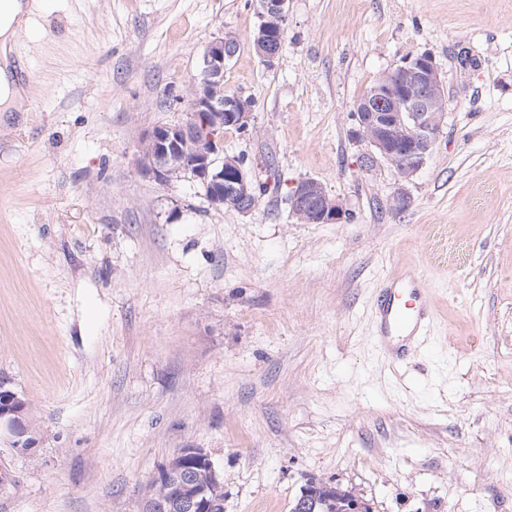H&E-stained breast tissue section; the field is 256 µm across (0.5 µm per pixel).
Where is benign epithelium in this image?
I'll list each match as a JSON object with an SVG mask.
<instances>
[{
  "instance_id": "7a95c632",
  "label": "benign epithelium",
  "mask_w": 512,
  "mask_h": 512,
  "mask_svg": "<svg viewBox=\"0 0 512 512\" xmlns=\"http://www.w3.org/2000/svg\"><path fill=\"white\" fill-rule=\"evenodd\" d=\"M288 0H258L261 19L254 41L256 53L268 65L279 57L281 48L270 38L273 28L284 29ZM234 48L218 37L203 54L200 77L189 98L187 121L154 128L146 137L142 170L155 181L166 184L177 174L199 183L208 205L221 210L230 205L246 214L254 207L253 175L237 157L224 155L222 133L228 122L244 132L251 120L250 103L238 96H224V65ZM406 92H399L392 73L379 78L375 105L355 113L351 137L370 147L363 156L364 166L385 162L403 179L418 173L430 158L446 113L438 111L444 82L434 58L428 53L409 56L398 67ZM197 146L191 157L182 146ZM291 212L309 224H337L349 217L342 204L327 194L312 178L298 181L289 195ZM10 390L0 387V429L8 431L12 446L26 453L37 439L27 421L26 408ZM195 459L208 463L213 483L223 478L210 455L201 448H184L164 466L154 485L143 496L142 512H211L212 497L197 490V472L190 465Z\"/></svg>"
}]
</instances>
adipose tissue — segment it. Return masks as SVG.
<instances>
[{
	"label": "adipose tissue",
	"instance_id": "adipose-tissue-1",
	"mask_svg": "<svg viewBox=\"0 0 512 512\" xmlns=\"http://www.w3.org/2000/svg\"><path fill=\"white\" fill-rule=\"evenodd\" d=\"M38 0H0V110L21 112L25 109L27 91L13 79L14 47L27 33Z\"/></svg>",
	"mask_w": 512,
	"mask_h": 512
}]
</instances>
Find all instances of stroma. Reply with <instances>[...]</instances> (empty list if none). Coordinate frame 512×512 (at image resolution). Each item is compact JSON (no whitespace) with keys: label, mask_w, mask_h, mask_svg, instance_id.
I'll return each instance as SVG.
<instances>
[{"label":"stroma","mask_w":512,"mask_h":512,"mask_svg":"<svg viewBox=\"0 0 512 512\" xmlns=\"http://www.w3.org/2000/svg\"><path fill=\"white\" fill-rule=\"evenodd\" d=\"M43 3L17 44L29 109L0 112V383L37 437H0V512H139L182 448L224 512H289L311 478L374 512H512V0H288L271 65L254 0ZM225 35L252 117L224 152L265 186L248 214L139 166ZM423 52L447 116L404 181L349 130ZM305 178L350 220L298 221ZM410 267L435 322L396 370L371 306Z\"/></svg>","instance_id":"obj_1"}]
</instances>
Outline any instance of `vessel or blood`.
I'll list each match as a JSON object with an SVG mask.
<instances>
[{"label":"vessel or blood","mask_w":512,"mask_h":512,"mask_svg":"<svg viewBox=\"0 0 512 512\" xmlns=\"http://www.w3.org/2000/svg\"><path fill=\"white\" fill-rule=\"evenodd\" d=\"M375 314V347L392 359L404 360L424 341L433 320L422 274L413 269L389 277L377 296Z\"/></svg>","instance_id":"1"}]
</instances>
